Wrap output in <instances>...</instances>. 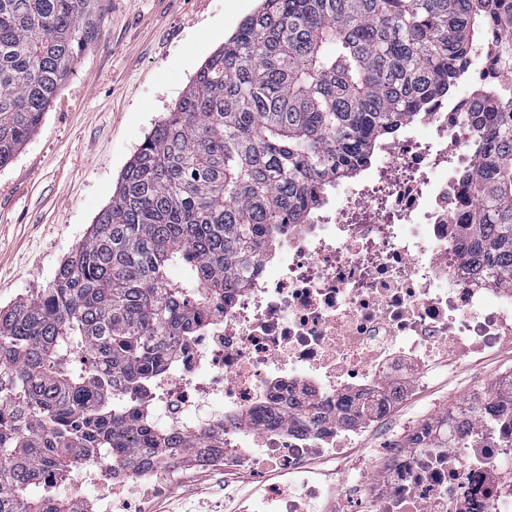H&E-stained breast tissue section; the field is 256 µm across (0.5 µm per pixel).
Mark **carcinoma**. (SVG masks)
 <instances>
[{"label": "carcinoma", "mask_w": 512, "mask_h": 512, "mask_svg": "<svg viewBox=\"0 0 512 512\" xmlns=\"http://www.w3.org/2000/svg\"><path fill=\"white\" fill-rule=\"evenodd\" d=\"M98 3L0 0L1 168L73 73ZM500 28L512 30V0H262L140 144L49 285L0 309V512H78L57 488L87 461L200 447L135 396L247 284L280 227L455 89ZM481 124L467 229L484 272L512 278V100Z\"/></svg>", "instance_id": "obj_1"}]
</instances>
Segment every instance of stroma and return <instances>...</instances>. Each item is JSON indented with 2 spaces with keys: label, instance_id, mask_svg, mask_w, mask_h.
Returning <instances> with one entry per match:
<instances>
[{
  "label": "stroma",
  "instance_id": "35a3bbf8",
  "mask_svg": "<svg viewBox=\"0 0 512 512\" xmlns=\"http://www.w3.org/2000/svg\"><path fill=\"white\" fill-rule=\"evenodd\" d=\"M260 0H100L70 79L12 161L0 168V308L47 287L112 200L139 145L173 111L195 72ZM481 365L405 403L397 420L472 396ZM219 477L186 468L156 512H211Z\"/></svg>",
  "mask_w": 512,
  "mask_h": 512
}]
</instances>
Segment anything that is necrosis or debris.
Instances as JSON below:
<instances>
[{
  "mask_svg": "<svg viewBox=\"0 0 512 512\" xmlns=\"http://www.w3.org/2000/svg\"><path fill=\"white\" fill-rule=\"evenodd\" d=\"M510 41L502 30L477 45L462 92L431 100L354 183H333L304 223L286 225L143 393L141 410L166 430L223 438L192 454L193 468L265 473L226 494L230 512H512V364L485 382L495 406L437 410L378 467L333 483L314 466L362 447L397 397L512 357V281L467 258L464 229L466 177L483 157L478 115L498 85L496 47ZM307 402L322 410L316 424L278 418ZM183 464L95 460L73 499L83 512H153Z\"/></svg>",
  "mask_w": 512,
  "mask_h": 512,
  "instance_id": "obj_1",
  "label": "necrosis or debris"
}]
</instances>
